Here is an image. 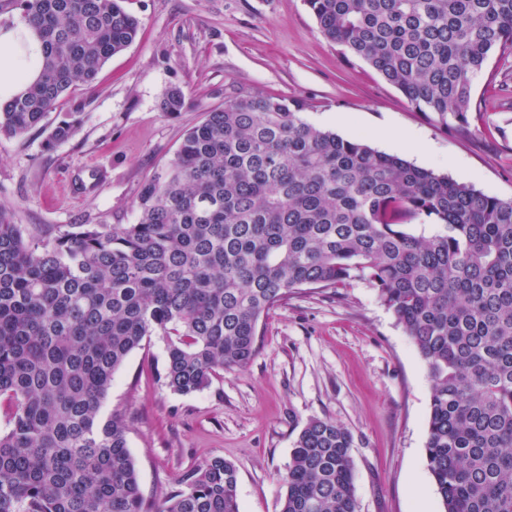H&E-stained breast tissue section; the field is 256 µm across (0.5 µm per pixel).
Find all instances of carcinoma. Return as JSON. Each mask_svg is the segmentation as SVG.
I'll list each match as a JSON object with an SVG mask.
<instances>
[{
	"label": "carcinoma",
	"instance_id": "carcinoma-1",
	"mask_svg": "<svg viewBox=\"0 0 512 512\" xmlns=\"http://www.w3.org/2000/svg\"><path fill=\"white\" fill-rule=\"evenodd\" d=\"M124 0H14L44 46L40 78L0 104V136L44 127L76 83L130 46ZM321 34L443 123H467L472 78L512 55V0H306ZM183 91L160 107L181 111ZM297 101L232 95L189 128L137 198L135 224H12L0 206V512H240L222 457L145 505L115 372L167 337L186 395L246 367L291 292L367 282L424 360L425 451L443 512H512V200L316 127ZM74 122L48 133L69 139ZM433 220L432 237L407 227ZM350 432L312 419L281 512H358Z\"/></svg>",
	"mask_w": 512,
	"mask_h": 512
}]
</instances>
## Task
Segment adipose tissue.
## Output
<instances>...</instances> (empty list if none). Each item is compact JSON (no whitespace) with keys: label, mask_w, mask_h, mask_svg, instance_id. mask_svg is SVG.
I'll return each mask as SVG.
<instances>
[{"label":"adipose tissue","mask_w":512,"mask_h":512,"mask_svg":"<svg viewBox=\"0 0 512 512\" xmlns=\"http://www.w3.org/2000/svg\"><path fill=\"white\" fill-rule=\"evenodd\" d=\"M42 43L24 19L0 26V103L35 80L42 66Z\"/></svg>","instance_id":"1"}]
</instances>
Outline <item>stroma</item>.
<instances>
[{"label":"stroma","instance_id":"obj_1","mask_svg":"<svg viewBox=\"0 0 512 512\" xmlns=\"http://www.w3.org/2000/svg\"><path fill=\"white\" fill-rule=\"evenodd\" d=\"M137 40L92 84L67 91L43 128L0 137V206L14 224H133L143 183L168 167L187 129L235 92L302 104L310 123L393 153L381 127L410 133L402 157L512 199V56L473 79L466 124L418 111L367 63L345 59L305 0H125ZM185 105L160 109L167 90ZM77 116L65 142L48 128ZM260 348L181 395L162 380L165 341L152 336L115 373L104 415L127 428L145 500L177 489L220 456L234 463L240 512H280L294 441L312 419L353 437L359 512H443L425 452L431 382L392 311L366 282L301 290L261 319Z\"/></svg>","mask_w":512,"mask_h":512}]
</instances>
